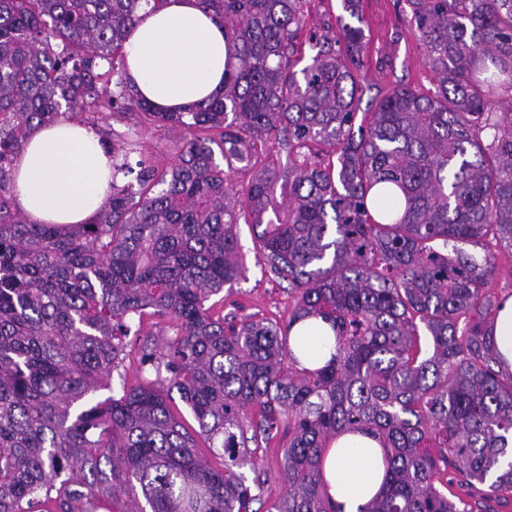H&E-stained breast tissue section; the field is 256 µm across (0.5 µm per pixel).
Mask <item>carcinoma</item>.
Masks as SVG:
<instances>
[{"label":"carcinoma","instance_id":"1","mask_svg":"<svg viewBox=\"0 0 512 512\" xmlns=\"http://www.w3.org/2000/svg\"><path fill=\"white\" fill-rule=\"evenodd\" d=\"M165 2L0 0V512H113L122 496L253 512L257 452L279 435L274 512H341L322 461L346 432L383 450L360 512H498L512 372L490 286L512 249V0H406L438 89L367 102L364 30L344 16L308 28L314 0H200L224 26V92L159 112L123 66L139 11ZM83 113L112 156L108 202L86 224H33L13 163L36 127ZM158 123L188 134L178 159L130 162L129 139ZM270 139L286 163L259 154ZM240 224L293 294L284 324L207 306L246 277ZM145 315L173 331L142 350L155 380L93 400ZM310 318L331 345L313 368L290 344Z\"/></svg>","mask_w":512,"mask_h":512}]
</instances>
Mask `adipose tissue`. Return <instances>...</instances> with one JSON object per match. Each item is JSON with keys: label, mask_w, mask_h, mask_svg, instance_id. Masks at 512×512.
<instances>
[{"label": "adipose tissue", "mask_w": 512, "mask_h": 512, "mask_svg": "<svg viewBox=\"0 0 512 512\" xmlns=\"http://www.w3.org/2000/svg\"><path fill=\"white\" fill-rule=\"evenodd\" d=\"M226 57L224 29L199 0H167L130 36L126 78L160 110L187 112L222 92ZM13 178L16 203L34 223L85 224L108 198L112 159L90 126L61 121L29 135ZM323 476L342 512H360L384 480L378 442L341 436L325 453Z\"/></svg>", "instance_id": "1"}]
</instances>
